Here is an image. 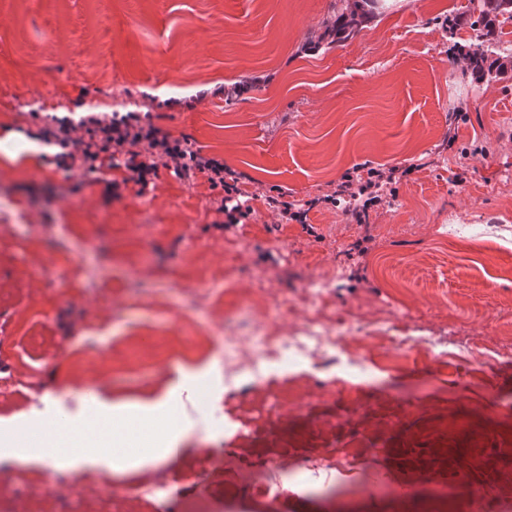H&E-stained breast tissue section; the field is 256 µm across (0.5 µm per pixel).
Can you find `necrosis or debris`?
<instances>
[{
    "mask_svg": "<svg viewBox=\"0 0 512 512\" xmlns=\"http://www.w3.org/2000/svg\"><path fill=\"white\" fill-rule=\"evenodd\" d=\"M319 292L305 291L298 298L266 294L264 301L273 312H292L300 305L311 304L300 327L294 335L283 336L274 332L270 325L255 327L252 336L243 337L238 333L241 325L248 322L252 305L248 301L226 308L224 312V383L231 386L242 378L261 383L267 379V370L271 364L287 361L289 355L300 359L326 361L331 352L347 351L349 344L344 333L345 324L327 314L319 306ZM280 458H269L265 464V477H257L250 471L243 472L239 480V494L259 506L261 512H280L286 502L289 491L287 485L278 479L282 469ZM28 487L42 496L66 498L77 496L89 499L96 496L98 482L83 476L76 477L67 473L58 474L52 485H44L38 477L28 480Z\"/></svg>",
    "mask_w": 512,
    "mask_h": 512,
    "instance_id": "1",
    "label": "necrosis or debris"
}]
</instances>
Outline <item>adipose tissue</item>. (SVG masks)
<instances>
[{
  "mask_svg": "<svg viewBox=\"0 0 512 512\" xmlns=\"http://www.w3.org/2000/svg\"><path fill=\"white\" fill-rule=\"evenodd\" d=\"M156 415L164 421L165 433L170 440L163 452H155L153 439L148 429L134 425L133 410L125 404L113 406L111 419L105 430L112 436L111 441H98L90 445V433L86 424L73 425L72 430L87 444L81 453L70 454L60 449L54 434L42 423L26 421L16 426L12 434V446L0 454V463H27L40 461L45 467L66 470L72 473L87 466L117 472L129 464H151L160 462L163 456L176 452L181 434V425L174 407L160 399L152 404Z\"/></svg>",
  "mask_w": 512,
  "mask_h": 512,
  "instance_id": "1",
  "label": "adipose tissue"
}]
</instances>
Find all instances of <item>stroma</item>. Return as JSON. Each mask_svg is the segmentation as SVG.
I'll return each mask as SVG.
<instances>
[{"label": "stroma", "mask_w": 512, "mask_h": 512, "mask_svg": "<svg viewBox=\"0 0 512 512\" xmlns=\"http://www.w3.org/2000/svg\"><path fill=\"white\" fill-rule=\"evenodd\" d=\"M352 2L0 0V368L41 390L0 399V438L20 418L73 424L163 397L183 428L176 456L100 473L90 503L34 496L30 472L54 480L39 463L0 464L5 512H179L188 496L225 512L238 472L274 450L296 512H469L468 483L484 512L512 498V71L471 75L472 0H378L351 39L318 42ZM129 92L235 174L247 218L225 226L204 174L162 167L141 188L108 159L67 170L31 149L45 116ZM358 167L403 172L362 224L326 201ZM278 193L311 203L306 222L267 210ZM313 280L353 327L449 343L289 362L272 372L271 431L224 386L223 307H189L187 291L251 299L287 333L301 312L269 317L258 289ZM335 455L356 469L297 471ZM159 468L175 483L150 504L137 485Z\"/></svg>", "instance_id": "1"}]
</instances>
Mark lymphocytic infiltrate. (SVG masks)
Listing matches in <instances>:
<instances>
[{
	"mask_svg": "<svg viewBox=\"0 0 512 512\" xmlns=\"http://www.w3.org/2000/svg\"><path fill=\"white\" fill-rule=\"evenodd\" d=\"M84 129L85 138H75L77 129ZM41 140L58 145L59 162L73 168L75 161H96L99 156L123 159L128 179L138 185H146L147 177L156 173V160L168 158L174 172L181 179L189 180L197 174H207L212 185H223L225 193H235L236 187L224 180V167L216 160L205 157L200 150L170 142L161 136L153 122L142 121L140 115L129 112L123 115L91 113L78 120L62 119L56 127L42 128ZM395 174L368 169L366 176L345 175L332 194L333 199L352 201L350 210L355 221H362L365 212L383 201L385 187L393 184Z\"/></svg>",
	"mask_w": 512,
	"mask_h": 512,
	"instance_id": "f902f5d3",
	"label": "lymphocytic infiltrate"
}]
</instances>
